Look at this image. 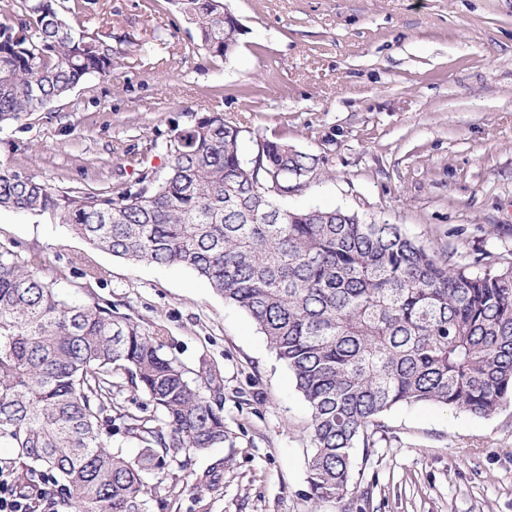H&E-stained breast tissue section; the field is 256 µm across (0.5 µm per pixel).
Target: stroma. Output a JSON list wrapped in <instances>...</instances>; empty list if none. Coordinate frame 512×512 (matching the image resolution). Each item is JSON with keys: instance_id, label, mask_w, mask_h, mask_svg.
Listing matches in <instances>:
<instances>
[{"instance_id": "stroma-1", "label": "stroma", "mask_w": 512, "mask_h": 512, "mask_svg": "<svg viewBox=\"0 0 512 512\" xmlns=\"http://www.w3.org/2000/svg\"><path fill=\"white\" fill-rule=\"evenodd\" d=\"M99 2L111 25L82 22L118 68L0 127L13 170L59 194L123 188L162 169L172 127L220 112L245 158L266 139L315 158L283 206L512 262V0H223L242 26L223 58L170 0ZM0 246L40 256L61 291L140 318L168 355L218 377L228 437L166 469L151 512H339L311 495L308 406L245 311L186 269L124 261L48 220L1 211ZM383 422L373 448L353 450L348 512H512V405L480 417L402 404ZM218 461V491L199 488Z\"/></svg>"}]
</instances>
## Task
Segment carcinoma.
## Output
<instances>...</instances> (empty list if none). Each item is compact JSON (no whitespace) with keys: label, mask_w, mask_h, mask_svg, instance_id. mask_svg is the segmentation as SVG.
I'll return each instance as SVG.
<instances>
[{"label":"carcinoma","mask_w":512,"mask_h":512,"mask_svg":"<svg viewBox=\"0 0 512 512\" xmlns=\"http://www.w3.org/2000/svg\"><path fill=\"white\" fill-rule=\"evenodd\" d=\"M201 46L224 56L221 0H172ZM97 0H16L0 21V126L44 112L91 77L112 78V45L70 16ZM241 128L210 112L172 129L163 176L116 190L55 193L0 163V211L68 226L132 263L176 266L244 310L287 365L308 405L311 495L341 503L357 441L381 417L429 403L489 416L512 403V265L442 258L397 224L315 207L287 210L313 159L266 140L242 159ZM295 184L288 185L289 181ZM125 376L152 411H112ZM220 382L164 353L158 331L77 301L40 275L37 257L0 248V447L16 488L59 512H150L149 476L224 444ZM140 444L112 448V423Z\"/></svg>","instance_id":"carcinoma-1"}]
</instances>
